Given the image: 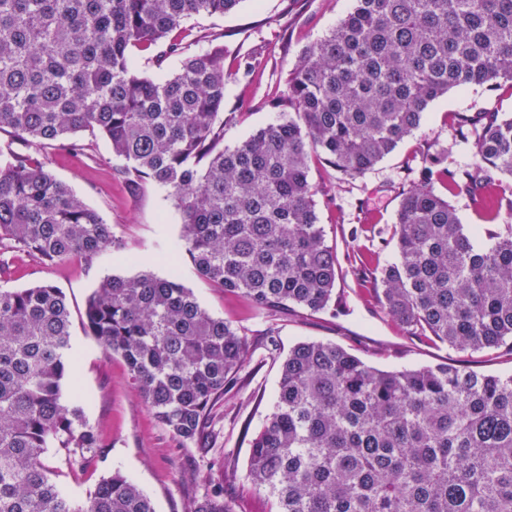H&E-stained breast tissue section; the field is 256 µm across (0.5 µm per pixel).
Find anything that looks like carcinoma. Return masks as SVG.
Wrapping results in <instances>:
<instances>
[{
  "mask_svg": "<svg viewBox=\"0 0 512 512\" xmlns=\"http://www.w3.org/2000/svg\"><path fill=\"white\" fill-rule=\"evenodd\" d=\"M241 0H0V132L48 148L97 130L131 182L164 188L184 219V251L206 280L272 315L327 311L338 259L325 244L313 158L349 177L393 152L431 102L473 85H512V0H354L304 47L275 123L224 147V48L182 56L183 24ZM166 45L173 74L139 72L130 51ZM454 142L478 163L435 170L401 193L397 259L375 278L383 311L411 336L458 351L512 344V224L466 231L436 184L499 218L512 195V113H459ZM486 235L488 244L477 242ZM0 244L41 263L87 260L123 244L46 167L0 152ZM170 273L104 278L84 326L120 356L156 421L197 442L214 400L247 357ZM71 314L52 284L0 288V512H155L119 471L84 502L60 490L49 448L91 464L102 440L90 396L71 385ZM249 478L276 512H512V375L440 363L372 367L335 344L301 342L250 448ZM190 512H234L224 489Z\"/></svg>",
  "mask_w": 512,
  "mask_h": 512,
  "instance_id": "1",
  "label": "carcinoma"
}]
</instances>
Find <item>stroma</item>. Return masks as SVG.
I'll return each mask as SVG.
<instances>
[{"label":"stroma","instance_id":"35a3bbf8","mask_svg":"<svg viewBox=\"0 0 512 512\" xmlns=\"http://www.w3.org/2000/svg\"><path fill=\"white\" fill-rule=\"evenodd\" d=\"M351 7L352 0H296L286 14L282 0H242L234 12L185 21L192 35L188 54L211 49V42L196 41L199 33L218 35L224 47L229 75L224 89V111L229 115L224 122L225 146L239 144L278 119L275 102L303 47L328 33ZM247 55L261 62L248 77L238 70ZM481 108L512 112V87L449 91L429 105L411 136L360 177H345L323 159H313L310 177L318 189L317 215L325 242L338 258V298L327 312L310 315L284 310L271 317L258 313L238 294L203 279L189 257L180 255L181 283L212 317L238 328L248 346L235 384L212 410V435L186 446L155 420L131 383L124 361L105 354L83 325L86 301L105 277L143 271L167 277L166 256L181 239L180 210L151 181L130 184L121 172L123 160L113 155L109 141L99 132L77 134L80 148L76 151L62 145L28 149L0 132V150L25 151L44 162L58 180L102 214L124 243L119 254L106 250L90 260L56 265L0 252V286L20 289L50 283L63 290L70 304L72 343L79 354L77 383L92 396L85 414L104 446L88 468L70 461L62 450L49 449L45 462L59 486L83 501L100 479L118 471L151 499L155 512H190L196 498L220 483L234 512H270L267 498L248 480L251 440L274 409L281 362L303 341L341 346L383 370L448 363L480 373L512 374V349L460 352L431 336L406 335L360 283L361 268L373 273L396 258L392 226L399 186L408 169L418 166L437 142L451 139L454 113ZM362 224L371 225V232L353 240V228Z\"/></svg>","mask_w":512,"mask_h":512}]
</instances>
